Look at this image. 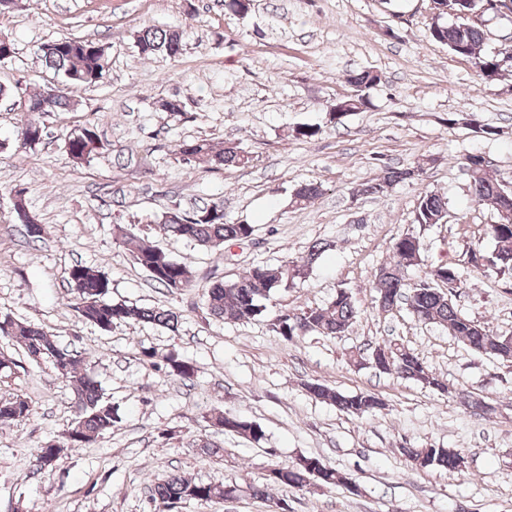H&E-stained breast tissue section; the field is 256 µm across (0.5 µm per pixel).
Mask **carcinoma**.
I'll list each match as a JSON object with an SVG mask.
<instances>
[{"mask_svg":"<svg viewBox=\"0 0 512 512\" xmlns=\"http://www.w3.org/2000/svg\"><path fill=\"white\" fill-rule=\"evenodd\" d=\"M483 6L484 0H434V10L439 12V17L451 15L456 21L451 24L436 21L430 27V32L435 41L447 46L456 56L470 60L485 80L493 82L507 68L501 61L512 56V47L497 54L481 53L484 34L473 21V16ZM136 47L143 56L164 53L176 58L182 50V38L176 30L148 27L137 35ZM38 53L49 69L74 86L99 83L108 68L106 48L78 37L48 41L38 48ZM378 81L380 77L368 71L350 76L348 82L355 87V94L346 98L347 111L356 112L368 107V97L362 91ZM69 108L70 101L60 89L50 96L44 91L31 97L19 131L18 148H30L41 140L39 135L28 138L29 131L36 132L40 128V114L47 110L62 112ZM100 149L95 126L91 123L79 128L67 142V153L74 161H87ZM176 152L186 160L217 168L237 167L248 162V157L234 144L215 152L204 141H184L177 145ZM467 172L473 201L479 204L488 202L497 213L496 221L489 225V235L495 243L494 250L490 253L472 251L471 263L477 268L491 269L502 276H512V194H508L504 185L489 176L485 159L478 154L467 157ZM417 175L418 169L414 167L388 168L382 178L363 185L360 192L380 194L386 188L412 180ZM320 193V184L305 183L295 190L293 200L297 205L305 204L317 198ZM447 212L448 201L444 195L433 190L425 191L417 200L415 221L421 225L438 224ZM157 230L163 235L193 241L210 249L220 248L226 243H244L251 240L254 234V226L251 224L225 220L222 202L198 207L192 212L180 209L167 211L162 215ZM121 236L134 263L144 269L153 282L172 293L191 286V277L186 267L149 238L124 230ZM422 252L419 238L412 234L407 233L393 242L392 262L379 268L374 277L377 300L387 308L404 296L416 322L442 325L476 352L492 359L512 361V349L501 345L504 337L467 318L440 296L439 282L449 279L461 284L455 267L446 263L430 265L418 281L411 283L406 279L405 270L424 262ZM321 253L322 247L315 244L299 260L287 259L274 267L256 265L242 276L213 282L204 292L206 313L219 320L238 323L255 319L263 312L265 302L270 300L273 293L305 282ZM67 276L77 292V311L85 321L102 330L108 331L116 323L129 321L152 324L171 332L178 330V316L171 310L109 300L110 280L92 267L74 265L68 269ZM357 314L352 294L339 288L334 298L323 307H308L279 316L274 323V331L286 341L308 334L339 336L353 324ZM0 337L11 342L30 361L50 362L69 382L73 410L71 425L65 433L69 444L82 446L94 443L112 430L119 420L118 409L104 397L97 382L89 374L77 369L78 355L61 347L53 335L42 327L9 316L0 318ZM384 349L388 351L387 358L382 361L384 371H391L402 379L422 383L442 393L448 392V384L433 374L413 351L395 342L384 344ZM158 359L164 362L172 375L184 381H190L196 375L197 367L194 363L174 351L166 354H160L153 348L139 351V360L146 364L153 366ZM304 387L313 398L333 404L349 415L364 416L382 408L381 401L373 394L345 395L320 383H306ZM30 412L31 405L24 395L0 397V425L21 422ZM209 422L221 432L237 433L254 443L264 437L260 425L222 410L213 411ZM401 453L412 465L420 468L435 466L455 470L462 458L461 453L454 448L403 447ZM60 454V444L51 441L46 443L33 460L35 471L53 470ZM273 480L299 490L313 483L327 487L353 485L349 474L326 465L317 457L308 456L299 457L291 466L275 469ZM224 488L226 485L223 483H206L170 474L155 483L152 493L153 498L167 505L168 512H173L188 500H224Z\"/></svg>","mask_w":512,"mask_h":512,"instance_id":"1","label":"carcinoma"}]
</instances>
